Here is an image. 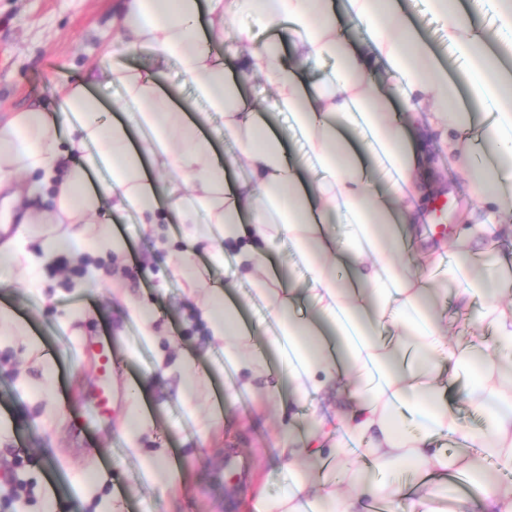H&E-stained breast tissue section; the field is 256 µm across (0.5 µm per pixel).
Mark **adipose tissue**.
I'll return each instance as SVG.
<instances>
[{
  "mask_svg": "<svg viewBox=\"0 0 512 512\" xmlns=\"http://www.w3.org/2000/svg\"><path fill=\"white\" fill-rule=\"evenodd\" d=\"M492 20L507 39L490 47L488 35L454 17L450 0H431L448 19V41L457 52L443 64L399 13L394 0H348L356 26L371 33L372 48H358L334 16L332 0H122L104 52L131 54L147 47L174 61L186 79L223 117L219 134L202 130L146 67L113 65L107 83L123 93L128 120L112 123L86 84L63 87L58 115L36 104L0 122V201L19 213L20 234L32 224H60L45 239L43 257L31 268L55 262L63 243L84 238L95 215L135 211L144 224L177 221L189 245L220 233L237 252V273L250 280L270 309L271 347L281 354L294 392L316 394L353 374L364 394L348 405L344 428L363 444L380 475L412 461L430 476L447 470L484 475V463L512 471V261L498 260L480 276L470 272L481 257L478 230H467L450 249H429L425 271L395 258L418 239L422 210L436 186L420 183L429 164L423 144L412 142L400 115L427 113L442 143L466 172L476 196L492 205L501 231L512 238V0H489ZM261 19L273 37L252 46L232 31L233 17ZM227 40L225 52L214 44ZM293 60H286L283 45ZM332 59L336 69L307 79V65ZM384 66L394 95L378 90L373 73ZM260 78L270 87L268 107L249 100L241 86ZM290 113L304 136V156L292 160L285 133L272 129L268 111ZM479 127L478 151L465 130ZM232 138L247 177L228 182L227 160L217 136ZM95 154H87V147ZM108 163L111 182L88 188L89 168ZM347 225L344 238L332 224ZM288 246L309 279L268 285L269 254ZM457 257L469 292L491 297L488 315L499 342L494 350L450 344L435 312L430 269L445 253ZM307 317H298L297 305ZM213 335L230 341L228 358L261 374L257 357L234 348L251 336L237 305L214 293L204 309ZM449 378H465L474 406L485 415L481 452L455 458L436 448L441 435L460 431L440 393L438 364ZM408 403L422 421L405 433L395 427V407ZM330 432L311 444L289 441L281 454L298 476L278 497L258 496L254 512H364L366 497L382 483L340 460ZM352 487L351 495L336 491Z\"/></svg>",
  "mask_w": 512,
  "mask_h": 512,
  "instance_id": "1",
  "label": "adipose tissue"
}]
</instances>
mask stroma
<instances>
[{
    "label": "stroma",
    "instance_id": "35a3bbf8",
    "mask_svg": "<svg viewBox=\"0 0 512 512\" xmlns=\"http://www.w3.org/2000/svg\"><path fill=\"white\" fill-rule=\"evenodd\" d=\"M119 0H0V117L35 102L57 99L64 85L87 74L97 81L94 93L121 120L118 87L103 76L113 64L141 65L162 73L178 87L191 114H206L209 127L221 124L206 100L186 82L178 67L151 49L133 55L103 54L112 39ZM406 23L425 37L440 58H448V21L433 14L427 0H398ZM432 168L443 175V211L426 213L419 235L427 246L454 239L460 226L484 224L480 244L487 265L512 244L499 225L485 224L486 204L472 193L469 178L449 169L448 156L433 152ZM113 234L126 242L123 259L87 249L84 273L44 267L36 287H28L26 266L0 279V307L12 308L15 322L0 328V496L19 482L34 486L32 496L16 498L9 512H252L258 491L278 493L292 480L280 455L289 439H305L314 415L325 418L334 437L344 434L343 411L350 388L292 403L288 381L266 337L243 347L246 357L266 362L262 377L243 384L224 358V342L212 336L203 316L213 289H225L241 305L244 324H256L267 305L252 284L234 275L233 259L214 266L203 247L191 257L195 288L167 263L168 251L185 248L179 224H139L129 212ZM168 243V251L154 247ZM435 286L447 305L452 342L491 348L498 338L487 315L489 303L472 294L465 309L455 298L461 280L438 272ZM153 308V335H143L128 304ZM108 337L119 364L101 380L98 359L84 343ZM192 360L197 385L183 400L180 366ZM106 384L107 412L90 415L96 389ZM150 419L143 435L128 440L120 421L129 410ZM23 449L15 458L13 449ZM237 452L245 462L234 482L224 477V454ZM162 466L160 477L145 467L147 457ZM403 465L386 492L395 512H425L437 499L481 495L478 481L459 488L452 480L410 483Z\"/></svg>",
    "mask_w": 512,
    "mask_h": 512
}]
</instances>
